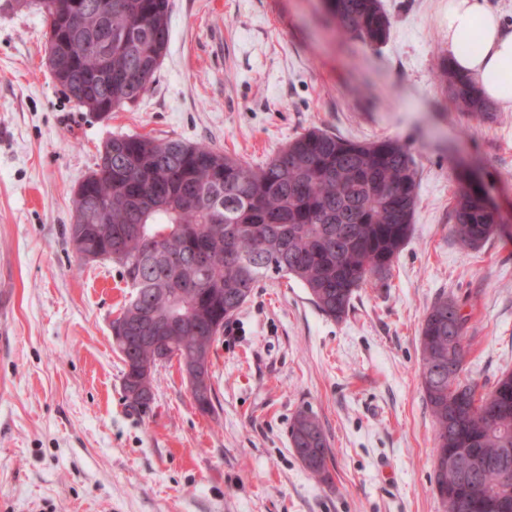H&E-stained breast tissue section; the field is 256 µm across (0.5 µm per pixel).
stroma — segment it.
Returning a JSON list of instances; mask_svg holds the SVG:
<instances>
[{
    "instance_id": "obj_1",
    "label": "stroma",
    "mask_w": 512,
    "mask_h": 512,
    "mask_svg": "<svg viewBox=\"0 0 512 512\" xmlns=\"http://www.w3.org/2000/svg\"><path fill=\"white\" fill-rule=\"evenodd\" d=\"M382 4L390 36L370 48L322 0H170L147 93L102 119L47 69L42 13L0 0V512H443L419 330L455 297L471 377L512 371V235L466 251L448 233L462 170L512 226V111L461 112L438 84L448 0ZM312 128L396 138L417 162L414 228L386 286L337 321L296 281L265 279L213 346L215 413L194 408L175 363L150 411L133 410L111 335L131 291L111 262L75 255L73 189L117 134L260 165ZM302 407L328 436L332 484L290 446Z\"/></svg>"
}]
</instances>
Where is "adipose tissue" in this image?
Here are the masks:
<instances>
[{
  "instance_id": "1",
  "label": "adipose tissue",
  "mask_w": 512,
  "mask_h": 512,
  "mask_svg": "<svg viewBox=\"0 0 512 512\" xmlns=\"http://www.w3.org/2000/svg\"><path fill=\"white\" fill-rule=\"evenodd\" d=\"M443 39L454 70L475 78L487 100L512 110V26L488 0H448Z\"/></svg>"
}]
</instances>
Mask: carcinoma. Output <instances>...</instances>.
Wrapping results in <instances>:
<instances>
[{"label": "carcinoma", "mask_w": 512, "mask_h": 512, "mask_svg": "<svg viewBox=\"0 0 512 512\" xmlns=\"http://www.w3.org/2000/svg\"><path fill=\"white\" fill-rule=\"evenodd\" d=\"M48 27L57 49L88 75V92L71 89L88 112H111L148 89L170 39L169 0H47ZM337 29L367 46L384 43L391 19L380 0H325ZM112 40V69L84 49ZM437 81L454 104L482 116L493 105L479 85L457 74L448 56L435 57ZM449 233L475 249L503 231L501 215L467 175L458 177ZM417 167L397 138L353 141L321 129L291 140L260 166L181 139L149 134L112 136V165L95 164L74 190L73 209L91 223L120 233H143L112 245V264L139 294L135 310L170 319L185 308L163 342L179 357L213 348L224 324L267 277H287L306 288L319 311L345 319L357 293L385 282L413 229ZM136 258V263L128 257ZM467 317L443 295L420 329L421 384L434 432L433 482L443 512H512L501 496L503 472L512 474V371L486 387L468 377ZM148 349L122 357L131 378ZM292 448L320 482L332 483L330 443L316 415L299 409L290 427ZM477 450L485 463L466 481L448 458Z\"/></svg>", "instance_id": "cac0c4a2"}]
</instances>
